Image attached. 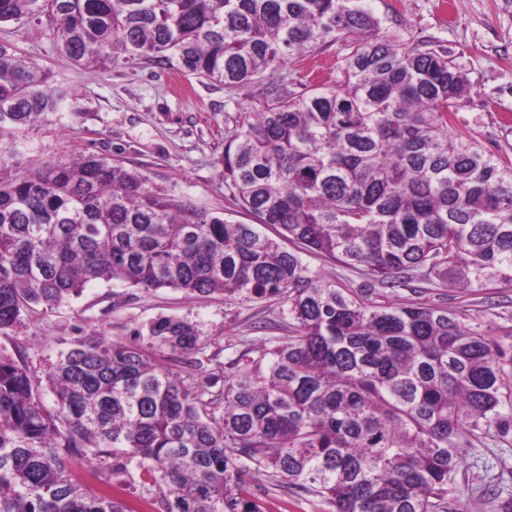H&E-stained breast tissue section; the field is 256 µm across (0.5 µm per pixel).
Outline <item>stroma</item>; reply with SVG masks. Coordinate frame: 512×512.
I'll list each match as a JSON object with an SVG mask.
<instances>
[{"instance_id": "35a3bbf8", "label": "stroma", "mask_w": 512, "mask_h": 512, "mask_svg": "<svg viewBox=\"0 0 512 512\" xmlns=\"http://www.w3.org/2000/svg\"><path fill=\"white\" fill-rule=\"evenodd\" d=\"M369 6L381 20L382 37L446 51L467 79L471 91L457 107L449 134L512 161V0H369ZM0 43L14 46L47 73L51 86L68 93L62 109L39 127L0 139V175L14 174L32 159L106 155L137 171L153 193L209 217L253 223L224 181L222 159L241 113L259 108L264 82L227 87L140 57L119 59L105 70L75 66L60 55L44 21L2 24ZM346 53L344 43H329L286 57L278 73L297 93L331 84ZM306 262L319 279L342 288L357 290L371 281L366 271L330 259L310 256ZM391 298L464 311L465 324L482 325L493 335L512 327L510 285L418 294L400 288ZM162 317H178L201 330L203 367L187 383L203 387L223 386L232 360L279 335L289 322L288 304L279 297H203L93 282L50 312L23 311L16 327L0 333V353L22 354L31 373L40 376L75 340L90 334L147 345L148 326ZM457 481L466 492L453 501L452 512H498L512 497V445L488 441L464 448ZM246 482L261 512H324L316 499L271 486L264 475H248Z\"/></svg>"}]
</instances>
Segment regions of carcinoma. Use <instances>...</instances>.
Returning <instances> with one entry per match:
<instances>
[{"mask_svg": "<svg viewBox=\"0 0 512 512\" xmlns=\"http://www.w3.org/2000/svg\"><path fill=\"white\" fill-rule=\"evenodd\" d=\"M43 17L73 65L174 61L229 87L272 79L288 53L336 41L349 53L333 86L272 80L227 138L224 182L274 238L182 208L106 156L0 179V333L93 281L282 295L289 317L288 335L243 351L208 400L100 333L42 377L0 354V512H136L121 491L132 459L162 512H260L252 468L331 512H448L462 448L512 436V329L492 336L386 295L512 285V163L448 133L470 93L448 55L376 37L365 0H0V24ZM66 97L0 44V138ZM304 253L374 284L323 282ZM149 336L196 366V325L162 318ZM105 458V487L72 480L71 464Z\"/></svg>", "mask_w": 512, "mask_h": 512, "instance_id": "carcinoma-1", "label": "carcinoma"}]
</instances>
